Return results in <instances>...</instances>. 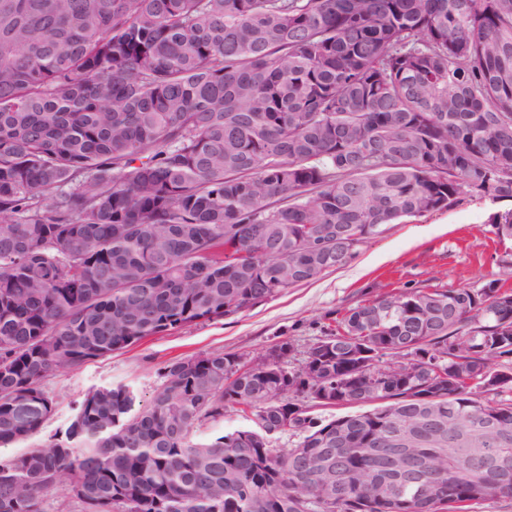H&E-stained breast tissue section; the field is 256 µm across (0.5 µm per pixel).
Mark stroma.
Wrapping results in <instances>:
<instances>
[{
  "instance_id": "stroma-1",
  "label": "stroma",
  "mask_w": 512,
  "mask_h": 512,
  "mask_svg": "<svg viewBox=\"0 0 512 512\" xmlns=\"http://www.w3.org/2000/svg\"><path fill=\"white\" fill-rule=\"evenodd\" d=\"M511 206L474 196L450 209L402 220L317 281L236 315L151 336L110 356L60 370L44 383L55 411L30 444L44 446L61 436L90 389L127 385L142 404H149L162 384L163 368L176 360L213 350L249 358L286 340L294 346L291 366L299 368L337 312L384 292L408 286L478 288L492 278L512 289V238H499L490 222L493 213Z\"/></svg>"
}]
</instances>
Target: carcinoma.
Returning a JSON list of instances; mask_svg holds the SVG:
<instances>
[{
	"label": "carcinoma",
	"instance_id": "obj_1",
	"mask_svg": "<svg viewBox=\"0 0 512 512\" xmlns=\"http://www.w3.org/2000/svg\"><path fill=\"white\" fill-rule=\"evenodd\" d=\"M474 195L512 200V0H0V447L41 430L59 369L252 308ZM491 223L511 238L512 208ZM506 323L499 278L404 288L345 309L296 370L281 341L247 368L170 363L145 407L93 388L63 436L0 460V512L59 491L80 512H325L304 458L338 424L330 512H440L439 480L450 512L512 499L472 496L466 468L494 484L487 456L512 462ZM313 391L353 411L289 421ZM237 412L250 425L196 437ZM395 451L415 481L368 490Z\"/></svg>",
	"mask_w": 512,
	"mask_h": 512
}]
</instances>
